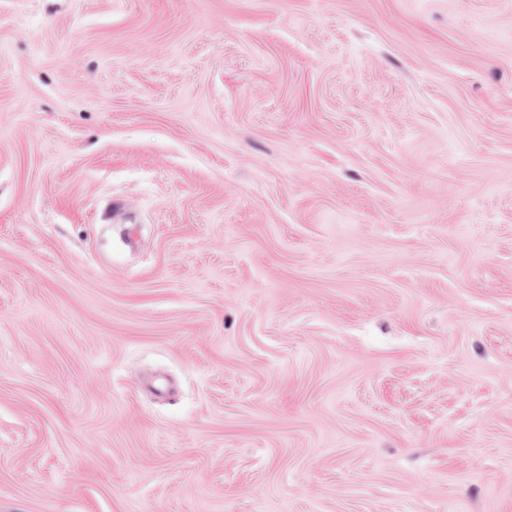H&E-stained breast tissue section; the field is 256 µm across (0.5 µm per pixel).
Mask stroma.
Returning a JSON list of instances; mask_svg holds the SVG:
<instances>
[{"label":"stroma","instance_id":"obj_1","mask_svg":"<svg viewBox=\"0 0 512 512\" xmlns=\"http://www.w3.org/2000/svg\"><path fill=\"white\" fill-rule=\"evenodd\" d=\"M0 512H512V0H0Z\"/></svg>","mask_w":512,"mask_h":512}]
</instances>
